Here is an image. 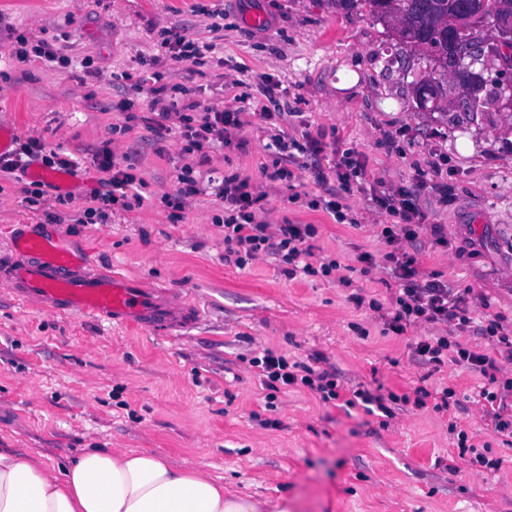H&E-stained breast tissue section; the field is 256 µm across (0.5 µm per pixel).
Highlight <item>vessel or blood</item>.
<instances>
[{
  "mask_svg": "<svg viewBox=\"0 0 512 512\" xmlns=\"http://www.w3.org/2000/svg\"><path fill=\"white\" fill-rule=\"evenodd\" d=\"M0 285L45 312L83 315L118 328L172 334L191 327L196 308L172 291L109 268L91 269L54 240L19 235L0 252Z\"/></svg>",
  "mask_w": 512,
  "mask_h": 512,
  "instance_id": "vessel-or-blood-1",
  "label": "vessel or blood"
}]
</instances>
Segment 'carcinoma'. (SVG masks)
Listing matches in <instances>:
<instances>
[{
  "mask_svg": "<svg viewBox=\"0 0 512 512\" xmlns=\"http://www.w3.org/2000/svg\"><path fill=\"white\" fill-rule=\"evenodd\" d=\"M482 5V24L499 27L498 0H334L342 7L360 8L392 29L407 46L433 57L443 69L448 67V19L465 3ZM435 77L428 74L415 85L426 109H440V101L430 93Z\"/></svg>",
  "mask_w": 512,
  "mask_h": 512,
  "instance_id": "cac0c4a2",
  "label": "carcinoma"
}]
</instances>
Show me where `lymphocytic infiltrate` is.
Segmentation results:
<instances>
[{
	"label": "lymphocytic infiltrate",
	"mask_w": 512,
	"mask_h": 512,
	"mask_svg": "<svg viewBox=\"0 0 512 512\" xmlns=\"http://www.w3.org/2000/svg\"><path fill=\"white\" fill-rule=\"evenodd\" d=\"M235 100L237 107L232 111L205 107L182 112L175 104L156 97L150 101L147 115L141 116V123L156 140L177 133L186 143V153L197 156L196 163L181 167L177 189L166 197L172 220L181 221L189 199L201 193L195 169L210 164L209 148L232 145L245 127L243 105L248 97L240 91ZM321 151L320 141L310 135L304 142L294 143L292 151L282 152L271 165L261 167L265 180L261 191L255 190L250 176L235 172L222 178L215 196L224 205L225 263L242 269L270 256L284 263L288 277L301 272L348 284L344 264L329 256H316L312 244L317 234L315 225L266 224L256 219L258 205L289 184L295 170L304 169L305 157L319 156ZM34 163L68 173L76 167L71 158L47 148L40 140L30 139L17 144L12 154L0 157V182L20 181ZM95 163L100 178L97 187L86 195L83 210L73 215L51 212L48 220L56 224H90L103 216L106 204L128 209L142 204L147 183L132 167L120 166L106 149L99 150ZM365 174L366 165L358 151L343 150L340 156L329 160L327 167L318 168L315 183L321 193L312 199L311 208L326 212L336 223H345L349 215L343 197L351 191L353 179ZM369 200L375 209L386 212L391 221L376 227L381 245L378 253H361L357 261L365 274L382 269L395 290L385 301L356 291L349 294V302L372 311L383 333L407 338L413 365L431 373L445 367L452 371L466 369L486 377L478 399L482 415L494 435L512 438V322L499 313L477 314L469 305L470 289L455 287L443 273L421 267L420 256L426 245L444 247L448 239L442 225L426 223L414 189L388 188L376 180L369 186ZM420 325L431 328V335L408 337V329ZM471 335L476 336V344H465V337ZM248 364L256 369L269 406L278 393L291 388L309 391L324 405L339 401L349 407L358 401L378 406L383 403L382 397L367 391H348L339 369L319 355L307 363L266 348L253 355Z\"/></svg>",
	"instance_id": "f902f5d3"
}]
</instances>
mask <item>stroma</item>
Segmentation results:
<instances>
[{"label": "stroma", "instance_id": "35a3bbf8", "mask_svg": "<svg viewBox=\"0 0 512 512\" xmlns=\"http://www.w3.org/2000/svg\"><path fill=\"white\" fill-rule=\"evenodd\" d=\"M254 12L269 17L268 28H250ZM216 15L219 35L210 29ZM0 24L45 39L66 59L9 65L10 43L0 42V125L79 163L66 188L48 189L47 202L61 195L64 211L81 210L103 147L150 186L142 206L107 207L93 224H53L45 204H30L29 181L7 183L0 249L19 234L54 238L88 266L177 292L199 311L187 332L139 334L23 306L0 286V448L51 464L87 448L145 451L207 470L225 494L264 503L265 512L282 503L288 512H512V443L493 444L499 474L477 481L454 473L447 415L408 405L386 423L363 407L326 406L292 389L266 407L259 378L243 364L264 348L300 360L322 354L349 388L375 395H411L450 380L465 403L483 379L411 365L404 342L382 335L370 311L347 302L354 288L386 295L361 272L345 287L301 272L286 277L271 257L243 269L225 264L224 230L214 222L224 209L211 190L178 223L162 201L191 160L182 140H155L142 126L123 130L127 114L142 115L152 98L133 88L131 74L157 71L165 98L179 106L231 109L225 81L246 65L244 93L270 111L300 113L283 126L289 138L318 136L328 158L355 148L370 180L426 182L419 205L427 223L444 225L448 245L426 248L422 267L512 317V112L499 89L470 112L451 74L442 108L422 109L414 84L431 59L383 22L333 0H0ZM173 28L214 44L205 64L165 58ZM128 100L131 112L120 111ZM241 137L244 148L224 154L232 170L261 184V165L274 159L269 133L255 119ZM295 186L299 199L284 190L265 200L270 222L316 225V245L350 265L378 250L373 227L385 218L366 194L346 199L354 229L310 208L319 192L314 169L299 171ZM263 418L279 428L260 426Z\"/></svg>", "mask_w": 512, "mask_h": 512}]
</instances>
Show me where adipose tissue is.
<instances>
[{"label":"adipose tissue","instance_id":"1","mask_svg":"<svg viewBox=\"0 0 512 512\" xmlns=\"http://www.w3.org/2000/svg\"><path fill=\"white\" fill-rule=\"evenodd\" d=\"M228 499L202 468L187 471L157 455L89 448L66 469L0 448V512H260Z\"/></svg>","mask_w":512,"mask_h":512}]
</instances>
